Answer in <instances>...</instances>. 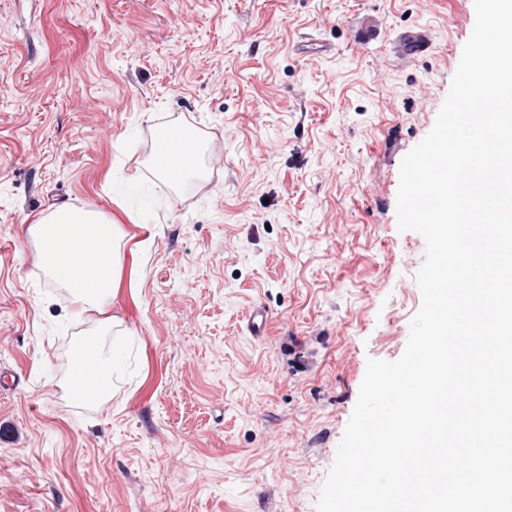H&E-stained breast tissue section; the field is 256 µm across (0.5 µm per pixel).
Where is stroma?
<instances>
[{
    "label": "stroma",
    "mask_w": 512,
    "mask_h": 512,
    "mask_svg": "<svg viewBox=\"0 0 512 512\" xmlns=\"http://www.w3.org/2000/svg\"><path fill=\"white\" fill-rule=\"evenodd\" d=\"M475 20L474 0H0V512H315L368 359L400 358L422 303L399 168ZM418 27L433 50L399 61ZM176 119L204 179L157 167ZM64 205L145 245L109 335L25 236ZM78 339L120 347L102 405L69 398ZM271 319L272 314L269 308L261 302H256L246 316V328L251 336L262 340L267 334Z\"/></svg>",
    "instance_id": "1"
}]
</instances>
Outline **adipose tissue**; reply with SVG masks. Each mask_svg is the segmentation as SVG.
Segmentation results:
<instances>
[{
	"label": "adipose tissue",
	"mask_w": 512,
	"mask_h": 512,
	"mask_svg": "<svg viewBox=\"0 0 512 512\" xmlns=\"http://www.w3.org/2000/svg\"><path fill=\"white\" fill-rule=\"evenodd\" d=\"M27 237L38 249L50 280L66 288L76 321H90L98 334H109L116 320L108 308L117 297L125 261L126 234L112 217L93 208L61 209L40 217L27 228ZM96 255L98 269L91 276L76 275L72 253Z\"/></svg>",
	"instance_id": "adipose-tissue-1"
}]
</instances>
